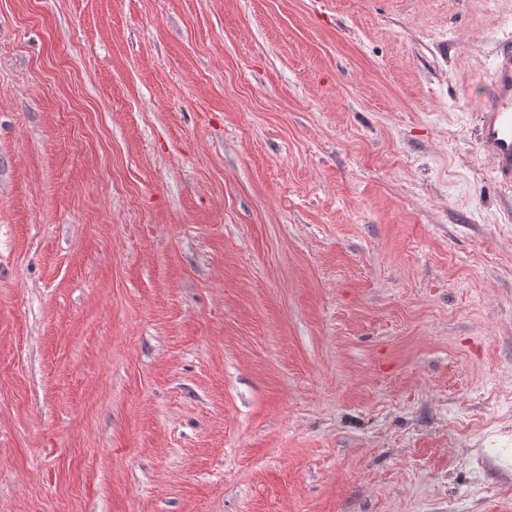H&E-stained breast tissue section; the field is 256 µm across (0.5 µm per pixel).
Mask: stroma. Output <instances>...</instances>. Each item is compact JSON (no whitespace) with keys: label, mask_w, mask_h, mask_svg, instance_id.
Instances as JSON below:
<instances>
[{"label":"stroma","mask_w":512,"mask_h":512,"mask_svg":"<svg viewBox=\"0 0 512 512\" xmlns=\"http://www.w3.org/2000/svg\"><path fill=\"white\" fill-rule=\"evenodd\" d=\"M512 0H0V512H512ZM492 94L480 105L481 146L496 178L512 185V45L500 49L493 70Z\"/></svg>","instance_id":"obj_1"}]
</instances>
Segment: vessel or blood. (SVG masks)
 <instances>
[{
  "instance_id": "b4317fda",
  "label": "vessel or blood",
  "mask_w": 512,
  "mask_h": 512,
  "mask_svg": "<svg viewBox=\"0 0 512 512\" xmlns=\"http://www.w3.org/2000/svg\"><path fill=\"white\" fill-rule=\"evenodd\" d=\"M481 146L502 183L512 185V45L502 46L492 93L480 105Z\"/></svg>"
}]
</instances>
